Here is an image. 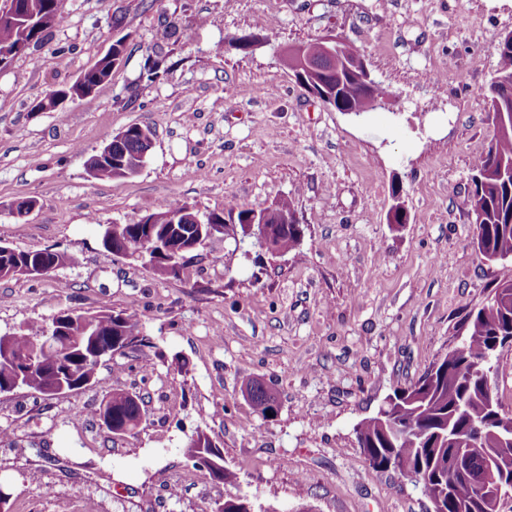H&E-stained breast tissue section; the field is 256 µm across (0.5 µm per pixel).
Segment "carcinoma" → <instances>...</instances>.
<instances>
[{"label": "carcinoma", "instance_id": "obj_1", "mask_svg": "<svg viewBox=\"0 0 512 512\" xmlns=\"http://www.w3.org/2000/svg\"><path fill=\"white\" fill-rule=\"evenodd\" d=\"M58 2L18 0L59 19ZM46 36L45 29L0 24V52L12 56L18 47L28 43L38 45ZM305 46L322 70L319 80L328 86L325 104L362 113L370 97L388 95L379 84L364 88L358 76L349 72L348 65L363 58L357 46L344 43L334 61L323 54L321 39L314 38ZM125 50L124 39L116 40L112 43V56L99 58L84 72L86 88L73 84L56 93L76 94L80 100L92 98L95 89L111 78L114 67L122 65ZM496 53L498 65L489 86L491 113H512V37H499ZM144 151L142 135L138 132L126 134L112 146V155L133 173L142 168ZM505 172L512 173V127L498 126L494 141L475 167L468 200L470 209L482 215L481 223L475 225L476 249L490 262L512 259V178H502ZM182 209V204L175 203L152 212L150 225H113L117 250L137 262L167 247L177 233L186 244L199 242V226H171L170 218ZM267 228L269 250L273 253L295 249L304 236L300 224H269ZM51 258L61 268L78 263V258L66 251L0 247V271L9 265L33 266L37 261ZM466 322V335L461 343L449 349L415 384L395 390L376 414L359 424L357 439L372 467L388 470L391 461L398 460L405 467L403 477L419 485L425 496L449 493L452 505L447 512H492L474 506L469 482L454 477L453 469L460 439L473 426L488 424L494 410L501 406L495 386L475 377L473 369L503 346L504 337L512 336V282L494 288L487 304L469 313ZM49 327L54 329L51 336L31 334L22 327L0 336V345L8 344L13 355L10 361L0 359V388L19 381L27 391L50 394L64 381L68 390H79L93 381L102 359L113 349L121 352L149 344L136 314L115 312L107 306L94 312L62 311L52 318ZM247 391L255 413L264 417L268 411L277 412V397L263 384L252 382ZM96 415L114 435L133 434L142 421L138 397L123 391L104 399ZM214 447L216 442L212 438L198 432L188 439L185 455L192 458L196 451Z\"/></svg>", "mask_w": 512, "mask_h": 512}]
</instances>
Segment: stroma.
I'll use <instances>...</instances> for the list:
<instances>
[{"instance_id": "35a3bbf8", "label": "stroma", "mask_w": 512, "mask_h": 512, "mask_svg": "<svg viewBox=\"0 0 512 512\" xmlns=\"http://www.w3.org/2000/svg\"><path fill=\"white\" fill-rule=\"evenodd\" d=\"M173 25L191 40L168 38ZM510 32L512 0H64L44 43L0 69V242L79 263L0 280V336L108 306L135 312L151 346L106 358L77 391L0 394L10 512H215L237 494L257 512H428L414 482L369 464L356 430L512 281L511 259L477 253L467 204L496 135L494 44ZM329 34L362 50L385 107L354 117L299 84L286 48ZM246 35L257 46L236 49ZM122 36L124 62L91 101L34 111ZM150 60L164 68L154 82ZM133 124L154 132L143 167L90 177L87 158ZM285 196L304 237L281 258L220 234L162 279L101 243L104 227L173 201L226 212ZM21 198L38 206L16 220ZM252 379L274 385L273 417L244 396ZM115 390L141 401L136 434L95 415ZM199 431L236 484L187 459Z\"/></svg>"}]
</instances>
